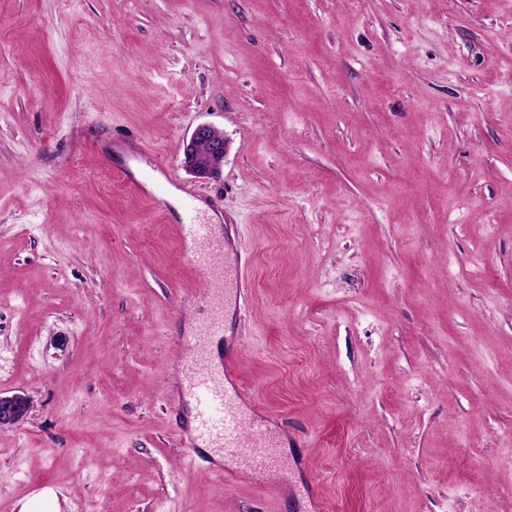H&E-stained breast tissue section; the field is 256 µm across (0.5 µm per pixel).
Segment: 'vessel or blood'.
Instances as JSON below:
<instances>
[{
  "instance_id": "b4317fda",
  "label": "vessel or blood",
  "mask_w": 512,
  "mask_h": 512,
  "mask_svg": "<svg viewBox=\"0 0 512 512\" xmlns=\"http://www.w3.org/2000/svg\"><path fill=\"white\" fill-rule=\"evenodd\" d=\"M181 233L190 245L187 256L198 277L210 280L222 276L225 297L244 304L248 293L244 261L225 267L217 263L216 256L223 246L210 225L187 223L182 225ZM212 304L210 319L197 327L194 336L178 340L184 350L180 392L195 402L191 425L182 433L184 451L189 461H206L209 469L218 472L223 471L228 457L242 460L251 471L274 468L272 431L244 413L241 391L226 384L235 350H228L220 359L212 356V339L224 333L222 299H213Z\"/></svg>"
}]
</instances>
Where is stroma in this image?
<instances>
[{
	"instance_id": "stroma-1",
	"label": "stroma",
	"mask_w": 512,
	"mask_h": 512,
	"mask_svg": "<svg viewBox=\"0 0 512 512\" xmlns=\"http://www.w3.org/2000/svg\"><path fill=\"white\" fill-rule=\"evenodd\" d=\"M189 199L249 263L228 383L282 457L229 484L169 404ZM18 390L0 512H512V0H0ZM209 143L208 151L200 152L197 146ZM224 138L212 126H197L186 143L183 167L194 177L205 179L215 175L224 162Z\"/></svg>"
}]
</instances>
